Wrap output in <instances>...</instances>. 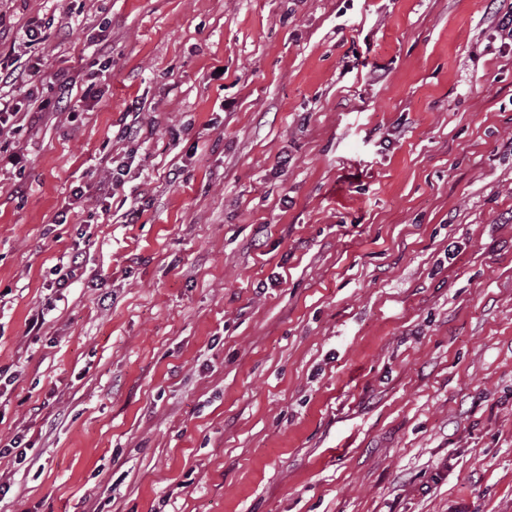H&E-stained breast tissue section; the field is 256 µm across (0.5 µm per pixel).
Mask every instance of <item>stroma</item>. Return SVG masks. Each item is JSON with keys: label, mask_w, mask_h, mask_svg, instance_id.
Segmentation results:
<instances>
[{"label": "stroma", "mask_w": 512, "mask_h": 512, "mask_svg": "<svg viewBox=\"0 0 512 512\" xmlns=\"http://www.w3.org/2000/svg\"><path fill=\"white\" fill-rule=\"evenodd\" d=\"M11 51L78 112L0 132V512H512L490 0H0Z\"/></svg>", "instance_id": "35a3bbf8"}]
</instances>
